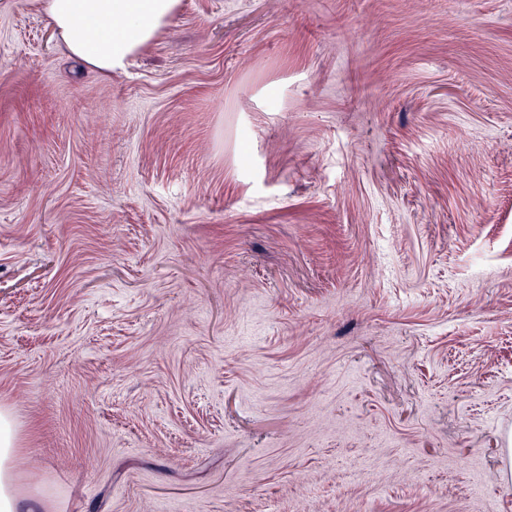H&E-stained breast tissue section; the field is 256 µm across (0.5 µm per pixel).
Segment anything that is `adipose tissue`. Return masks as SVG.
<instances>
[{
    "label": "adipose tissue",
    "instance_id": "obj_1",
    "mask_svg": "<svg viewBox=\"0 0 512 512\" xmlns=\"http://www.w3.org/2000/svg\"><path fill=\"white\" fill-rule=\"evenodd\" d=\"M180 0H47L46 12L69 55L102 74L125 68L176 14ZM96 39H88V30ZM16 432L0 413V512H33L34 501L19 493L11 461Z\"/></svg>",
    "mask_w": 512,
    "mask_h": 512
}]
</instances>
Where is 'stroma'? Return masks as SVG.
I'll use <instances>...</instances> for the list:
<instances>
[{
	"label": "stroma",
	"mask_w": 512,
	"mask_h": 512,
	"mask_svg": "<svg viewBox=\"0 0 512 512\" xmlns=\"http://www.w3.org/2000/svg\"><path fill=\"white\" fill-rule=\"evenodd\" d=\"M38 512H512V0H181L104 76L0 0V412Z\"/></svg>",
	"instance_id": "obj_1"
}]
</instances>
